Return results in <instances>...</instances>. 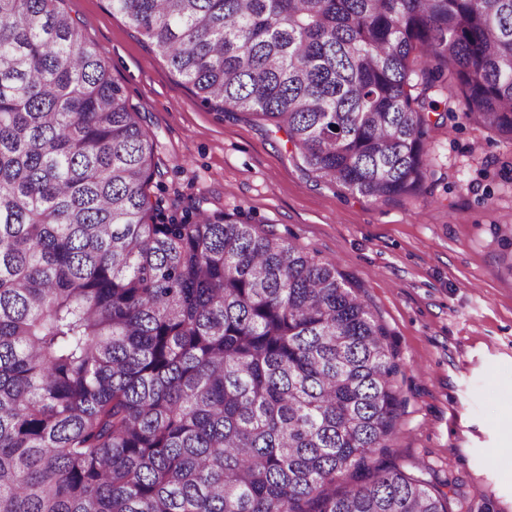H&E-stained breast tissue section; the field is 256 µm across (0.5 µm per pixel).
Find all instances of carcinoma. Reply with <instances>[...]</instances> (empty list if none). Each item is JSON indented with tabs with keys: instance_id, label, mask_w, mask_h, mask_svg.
Segmentation results:
<instances>
[{
	"instance_id": "obj_1",
	"label": "carcinoma",
	"mask_w": 512,
	"mask_h": 512,
	"mask_svg": "<svg viewBox=\"0 0 512 512\" xmlns=\"http://www.w3.org/2000/svg\"><path fill=\"white\" fill-rule=\"evenodd\" d=\"M61 0H0V512H449L383 460L398 351L333 259L177 218ZM316 178L416 198L462 118L512 143V0H109ZM359 482L339 493L336 478Z\"/></svg>"
}]
</instances>
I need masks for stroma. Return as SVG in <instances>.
Segmentation results:
<instances>
[{
  "mask_svg": "<svg viewBox=\"0 0 512 512\" xmlns=\"http://www.w3.org/2000/svg\"><path fill=\"white\" fill-rule=\"evenodd\" d=\"M154 136L166 213L241 210L336 260L399 353L404 401L386 459L450 512H512V144L448 120L428 137L423 195L374 201L317 180L284 132L204 105L108 0H63Z\"/></svg>",
  "mask_w": 512,
  "mask_h": 512,
  "instance_id": "stroma-1",
  "label": "stroma"
}]
</instances>
